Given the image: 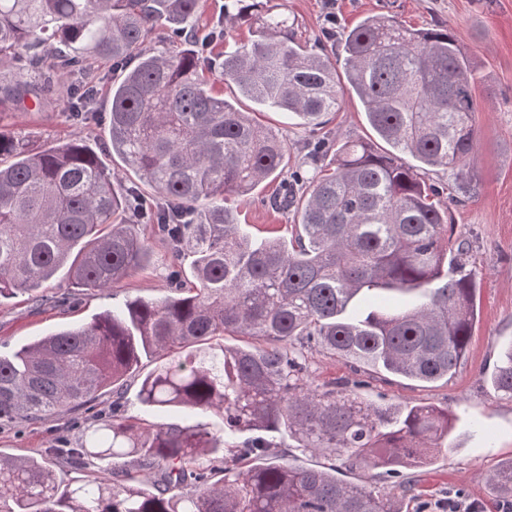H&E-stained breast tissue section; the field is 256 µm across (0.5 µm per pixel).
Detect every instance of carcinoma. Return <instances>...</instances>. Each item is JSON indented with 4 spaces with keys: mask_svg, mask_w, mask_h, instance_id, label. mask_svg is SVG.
Here are the masks:
<instances>
[{
    "mask_svg": "<svg viewBox=\"0 0 512 512\" xmlns=\"http://www.w3.org/2000/svg\"><path fill=\"white\" fill-rule=\"evenodd\" d=\"M202 14V0H0V112L38 110L53 96L86 121L95 65L122 66L104 84L109 141L152 191L119 193L80 138L34 147L0 130V299L65 306L69 297L42 292L64 267L75 287L112 291L150 259L135 222L152 225L177 260L192 258L189 277L174 271L173 293L128 298L0 354V423L87 407L145 358L157 361L139 384L145 411L183 413L148 429L114 415L75 447L51 449L46 464L0 454V512H400L393 497L334 468L262 463L266 435L373 469L424 465L454 428L433 405L374 406L346 381L324 389L301 359L314 347L434 383L466 354L475 276L463 271L468 250L448 236L450 206L420 178L442 168L475 181L477 70L458 37L367 17L343 31L338 69L339 53L288 36L272 0L224 4V18L255 25L247 42L188 25ZM153 34L189 48H151ZM218 82L313 131L353 93L391 149L318 142L312 160L331 150L328 168L303 193L290 186L275 200L298 217L290 237L256 239L230 202L277 180L286 149L216 92ZM226 336L251 342L228 346ZM493 383L512 399V347ZM197 413L220 427L194 421ZM241 433L251 434L242 447H226ZM200 456L213 457L216 472L188 471ZM59 457L76 471L108 466L64 484ZM160 465L163 485L141 479ZM485 480L512 497V465Z\"/></svg>",
    "mask_w": 512,
    "mask_h": 512,
    "instance_id": "1",
    "label": "carcinoma"
}]
</instances>
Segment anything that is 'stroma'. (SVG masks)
I'll use <instances>...</instances> for the list:
<instances>
[{"label":"stroma","instance_id":"obj_1","mask_svg":"<svg viewBox=\"0 0 512 512\" xmlns=\"http://www.w3.org/2000/svg\"><path fill=\"white\" fill-rule=\"evenodd\" d=\"M292 24L298 40L333 45L325 34L327 12L336 15L337 27H351L369 15L396 17L405 27L445 25L459 38L477 69L479 81L475 115L479 141L471 166L477 177L473 188L442 169L427 171L425 179L443 197L453 198L448 233L464 243L475 261L476 303L479 317L469 351L448 380L420 383L388 373L352 371L350 363L321 352H308L311 377L319 384L335 380L355 383L360 400L378 406L431 404L448 409L455 431L447 448L415 470L413 494L402 502V512H448L449 500L475 505L477 512H503L504 495L488 485L483 473L512 461V399L492 384L500 354L512 345V0H275ZM110 102L99 96L93 123L73 124L59 105L50 103L38 112H14L0 126L38 145H52L81 136L86 145L112 170L122 190L138 187L137 176L113 155L106 128ZM261 121L288 147V168H303L314 139H373L363 108L356 97L345 96L330 123L317 133L289 120L280 112H262ZM276 184L260 186L239 200L240 223L255 237L287 233L294 217L269 203ZM149 263L124 280L113 295L71 287L66 272L47 285L48 293H68L67 308L36 306L23 295L0 301V353L68 326L90 321L129 296L160 298L171 294L177 262L170 247L151 238ZM138 382L129 380L123 397L102 391L90 409L66 410L39 419L19 418L0 427V453L40 459L52 448L76 443L95 422L111 418L113 410L148 424L168 422V415L144 411L137 399Z\"/></svg>","mask_w":512,"mask_h":512}]
</instances>
